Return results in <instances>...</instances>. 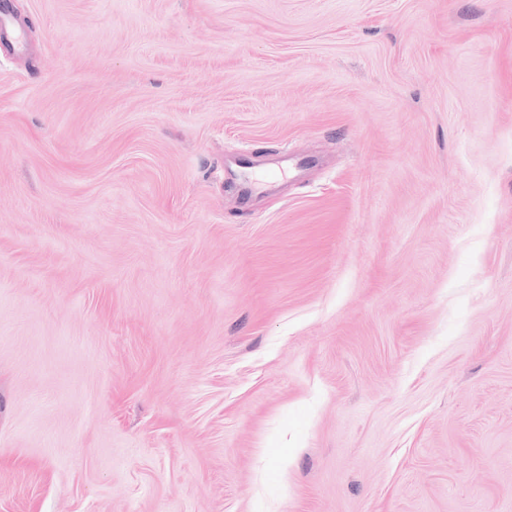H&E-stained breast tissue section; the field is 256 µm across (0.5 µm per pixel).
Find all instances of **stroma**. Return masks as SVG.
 I'll return each instance as SVG.
<instances>
[{
	"label": "stroma",
	"mask_w": 512,
	"mask_h": 512,
	"mask_svg": "<svg viewBox=\"0 0 512 512\" xmlns=\"http://www.w3.org/2000/svg\"><path fill=\"white\" fill-rule=\"evenodd\" d=\"M0 512H512V0H11Z\"/></svg>",
	"instance_id": "1"
}]
</instances>
